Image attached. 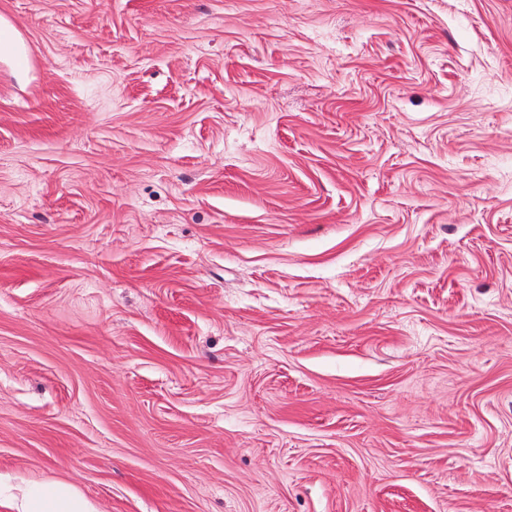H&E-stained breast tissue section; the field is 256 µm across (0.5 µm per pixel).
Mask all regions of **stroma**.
<instances>
[{
  "label": "stroma",
  "mask_w": 512,
  "mask_h": 512,
  "mask_svg": "<svg viewBox=\"0 0 512 512\" xmlns=\"http://www.w3.org/2000/svg\"><path fill=\"white\" fill-rule=\"evenodd\" d=\"M512 512V0H0V512ZM26 512H94L93 508L79 497L70 486L55 484L47 490L28 496Z\"/></svg>",
  "instance_id": "1"
}]
</instances>
